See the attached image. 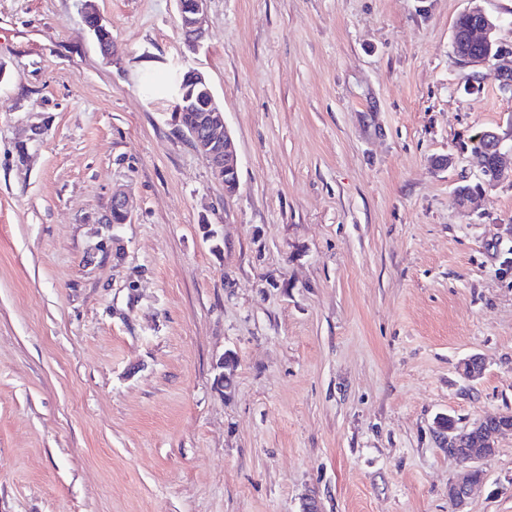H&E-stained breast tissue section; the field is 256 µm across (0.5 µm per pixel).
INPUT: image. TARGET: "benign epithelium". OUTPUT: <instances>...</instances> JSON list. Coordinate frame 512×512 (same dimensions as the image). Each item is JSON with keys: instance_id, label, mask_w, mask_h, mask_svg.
<instances>
[{"instance_id": "7a95c632", "label": "benign epithelium", "mask_w": 512, "mask_h": 512, "mask_svg": "<svg viewBox=\"0 0 512 512\" xmlns=\"http://www.w3.org/2000/svg\"><path fill=\"white\" fill-rule=\"evenodd\" d=\"M206 3L207 0H177L182 44L190 53L197 52L206 37L200 24V15ZM473 3L474 6L468 10L472 23L462 44L483 47L485 51L459 53L457 57L475 68H481L492 60L499 61V65L494 68L493 77L503 91L512 94V63L502 62L507 50L497 38L500 19L488 13L479 4V0H473ZM83 14L98 49L106 56H111L112 39L102 38L106 25L95 10L93 0H83ZM178 76L180 84L175 91L173 122L207 162L214 178L224 184L225 194L232 196L239 187V169L235 146L225 125L224 112L217 104L209 81L202 72L188 69L179 72ZM183 112L197 113L196 123L192 126L185 125L181 119ZM481 139L487 163L481 168L480 175L485 185L494 186L506 177L503 155L504 151L512 150V127L503 134L496 130H487L481 134ZM130 219L129 198L122 192L114 193L103 223L127 224ZM460 371L469 381L479 379L483 373L482 359L476 355L469 357L462 363ZM510 429L512 428L506 424L505 419L499 416L464 429L453 427L446 430L442 424H436V438L440 447L446 449L449 456L469 465L465 480L448 485V499L455 506V512H464L472 486L483 481L482 464L493 457L499 436Z\"/></svg>"}]
</instances>
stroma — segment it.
<instances>
[{
    "label": "stroma",
    "instance_id": "stroma-1",
    "mask_svg": "<svg viewBox=\"0 0 512 512\" xmlns=\"http://www.w3.org/2000/svg\"><path fill=\"white\" fill-rule=\"evenodd\" d=\"M95 4L110 60L82 0H0V512H454L436 419L512 412V180L471 153L512 96L453 52L470 0H208L195 54L175 0ZM190 68L235 195L172 121ZM483 469L467 512H512V432ZM82 2L85 23L89 28L90 32L93 34L98 49L100 50V52H103L106 55L107 59L111 56L112 52L113 58L112 38L107 37L105 39H101L102 34L106 32V25L103 23V19L95 10L93 1L84 0ZM106 33L107 35H112V32L108 28ZM118 219V221L116 220ZM131 219V206L129 198L122 192H115L112 195V204L109 212L105 215L103 224H127Z\"/></svg>",
    "mask_w": 512,
    "mask_h": 512
}]
</instances>
